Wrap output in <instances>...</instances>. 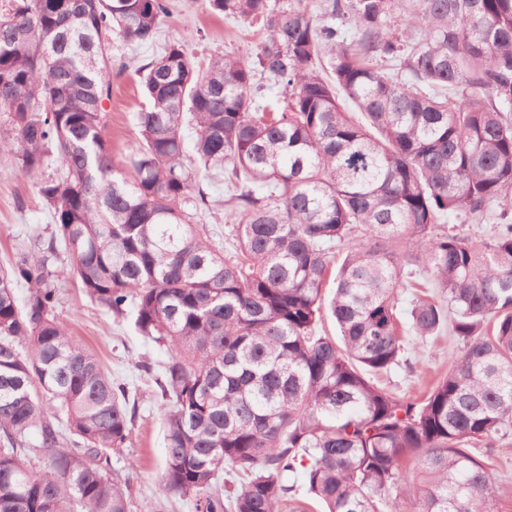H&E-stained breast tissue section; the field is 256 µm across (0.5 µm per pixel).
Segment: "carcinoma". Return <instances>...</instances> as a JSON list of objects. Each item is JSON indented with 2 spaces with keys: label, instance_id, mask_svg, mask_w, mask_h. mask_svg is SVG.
Masks as SVG:
<instances>
[{
  "label": "carcinoma",
  "instance_id": "cac0c4a2",
  "mask_svg": "<svg viewBox=\"0 0 512 512\" xmlns=\"http://www.w3.org/2000/svg\"><path fill=\"white\" fill-rule=\"evenodd\" d=\"M203 4L261 25L256 60L168 44L117 160L112 40L153 42L169 0H0V155L53 220L0 267V512H129L112 454L137 391L57 317L64 275L170 351L143 512H494L469 448L512 443V0ZM221 180L228 255L201 224ZM402 288L428 289L406 325ZM445 331L459 355L423 399L374 382Z\"/></svg>",
  "mask_w": 512,
  "mask_h": 512
}]
</instances>
